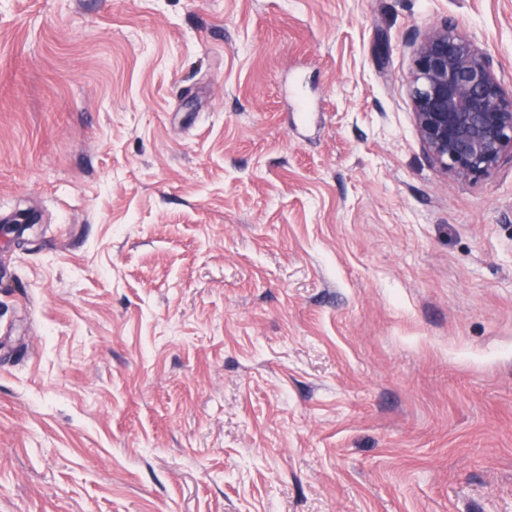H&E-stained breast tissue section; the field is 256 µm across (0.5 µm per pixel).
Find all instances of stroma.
I'll return each mask as SVG.
<instances>
[{"label":"stroma","instance_id":"35a3bbf8","mask_svg":"<svg viewBox=\"0 0 512 512\" xmlns=\"http://www.w3.org/2000/svg\"><path fill=\"white\" fill-rule=\"evenodd\" d=\"M444 22L512 84V0H0V512H512V166L422 148Z\"/></svg>","mask_w":512,"mask_h":512}]
</instances>
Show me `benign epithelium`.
Wrapping results in <instances>:
<instances>
[{
  "label": "benign epithelium",
  "mask_w": 512,
  "mask_h": 512,
  "mask_svg": "<svg viewBox=\"0 0 512 512\" xmlns=\"http://www.w3.org/2000/svg\"><path fill=\"white\" fill-rule=\"evenodd\" d=\"M409 93L421 143L446 173L474 180L512 162V89L466 33L446 24L425 31Z\"/></svg>",
  "instance_id": "7a95c632"
}]
</instances>
